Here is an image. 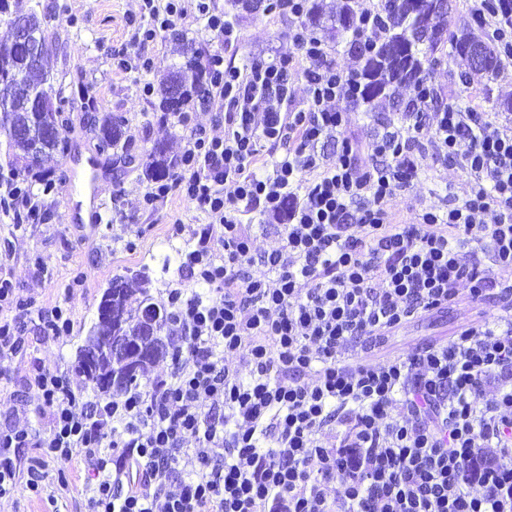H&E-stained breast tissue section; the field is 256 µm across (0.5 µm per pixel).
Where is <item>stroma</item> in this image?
<instances>
[{
	"label": "stroma",
	"mask_w": 512,
	"mask_h": 512,
	"mask_svg": "<svg viewBox=\"0 0 512 512\" xmlns=\"http://www.w3.org/2000/svg\"><path fill=\"white\" fill-rule=\"evenodd\" d=\"M212 2L236 27L238 41L223 50L225 60L270 62L296 54L291 39L293 23L273 8V0H260L252 11L233 8L231 0ZM9 3L14 12L34 10L47 16V67L54 86L61 88L68 103L70 117L65 133L68 155L46 161L26 175L33 182L48 178L54 186L39 198V219L16 224L0 213V277L12 281L15 303L29 310L23 326L29 338L26 350L0 358V406L22 399L25 407L16 412L13 422L38 431L43 420L37 409L39 396L28 385L31 369L73 370L77 350L96 321L99 302L113 278L147 271L149 294L161 307L166 306L171 289L188 287L177 253L184 240L172 237L170 229L180 224L189 232L205 218L175 191L154 207H144L142 199L152 184L143 175L142 161L157 140L165 141L171 154L178 156L192 130L202 128L223 135L224 117L200 106L188 110L182 119L162 121L155 116L157 97L145 95L142 87L157 84L180 56L174 42L162 35L145 46L135 45L128 20L139 15L140 0ZM122 50L150 58V70L118 71L112 58ZM432 85L434 97L425 108L429 115L451 105H471L477 111L494 113L501 103L512 101V63L505 64L496 79L476 75L467 84L443 65L435 68ZM412 93L409 87L399 89L396 102H382L373 111L360 102L340 101L339 107L349 119L346 136L366 142L398 124V106L408 103ZM106 112L125 117L132 135L126 148L99 149L93 120ZM92 161L97 164L101 189L99 218L75 224L71 216L84 199L77 193L68 194L66 183L83 176ZM469 190V178L459 165L423 160L419 177L395 203L397 218L409 222L423 210L459 204ZM163 253L171 256L166 268L155 262ZM56 305L69 309L72 326L68 334L47 338L39 330L38 313ZM483 316V308L472 304L468 296H460L448 309L416 317L383 337L377 354L412 353L425 344L448 340L461 326L479 322Z\"/></svg>",
	"instance_id": "obj_1"
}]
</instances>
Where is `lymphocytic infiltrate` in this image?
Masks as SVG:
<instances>
[{"label": "lymphocytic infiltrate", "instance_id": "lymphocytic-infiltrate-1", "mask_svg": "<svg viewBox=\"0 0 512 512\" xmlns=\"http://www.w3.org/2000/svg\"><path fill=\"white\" fill-rule=\"evenodd\" d=\"M141 9L142 42L189 16L210 39H237L208 0L193 16L175 0ZM305 9L281 0L298 20L303 105L288 63L208 59L200 104L223 114L224 133L195 130L174 186L206 222L182 256L194 289L167 298L178 334L169 375L93 401L67 372L33 368L47 426L0 425V498H42L41 459L78 456L90 512H512V121L438 113L432 154L459 164L470 192L397 221L433 87L415 90L398 126L364 144L345 138L336 102L355 96V80L328 62L301 23ZM469 9L512 61V0ZM332 138L341 150L330 162L321 148ZM174 187L156 185L144 204ZM245 213L264 217L261 232L280 246L254 254ZM252 262L262 275H242ZM464 285L488 310L481 323L403 358H362L391 330L454 304ZM12 295L1 278L0 356L27 344ZM32 448L40 460H29Z\"/></svg>", "mask_w": 512, "mask_h": 512}]
</instances>
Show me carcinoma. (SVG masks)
I'll use <instances>...</instances> for the list:
<instances>
[{
	"label": "carcinoma",
	"mask_w": 512,
	"mask_h": 512,
	"mask_svg": "<svg viewBox=\"0 0 512 512\" xmlns=\"http://www.w3.org/2000/svg\"><path fill=\"white\" fill-rule=\"evenodd\" d=\"M310 2L305 13V23L309 27L323 31L333 42L339 35H350L345 47L358 63L354 71L359 85L357 100L369 106L391 97L402 86H419L426 79L435 55L446 46L449 47L447 63L461 68L462 82H467L473 73H481L490 78L499 73L501 61L494 46L477 37L471 23L465 19L454 26L448 24V10L441 7L440 0H421L422 8L428 14L431 28L429 34L416 31L410 0H379L376 9L379 29L374 37L368 39L356 24L354 0H343L338 7L328 5L324 0ZM170 38L181 43L182 61L164 74L158 83V111L161 112L162 121L182 114L197 103L209 82V73L201 63L202 50L183 43L181 34L176 31L170 33ZM464 42L488 50L493 59L492 65L487 68L474 67L470 58L461 51ZM5 53L11 54L14 69L22 74L28 87L48 88V92L39 97L31 110L0 114V133L6 138L8 174L17 177L33 167V164L39 165L45 159L57 153L63 154L68 149L63 138L44 139L40 143L38 160L32 162V139L20 134V131L30 129L39 132L46 124H55L64 131L67 118L64 113L56 111V95L53 85L48 83L49 72L46 71L45 60L33 63L28 56V48L15 43L0 49V56ZM97 137L99 147L103 149L116 148L121 142L129 141L125 118L114 113L103 114L98 118ZM180 165L181 159L171 156L164 142L156 141L146 151L143 172L148 180L160 182L172 176ZM118 280L121 281L122 296L115 302V306L122 317V326H116L106 317L96 320L79 351L90 346H107L113 336L141 335L142 315L146 307L152 304L151 297L145 288L138 289L136 293L130 291L125 277L120 276ZM167 354L168 343L164 342L159 353L141 365L138 376L125 375L120 378V388L141 383L154 361ZM77 372L92 384L97 396L105 400L112 399V382L106 372L94 375L80 367Z\"/></svg>",
	"instance_id": "1"
}]
</instances>
